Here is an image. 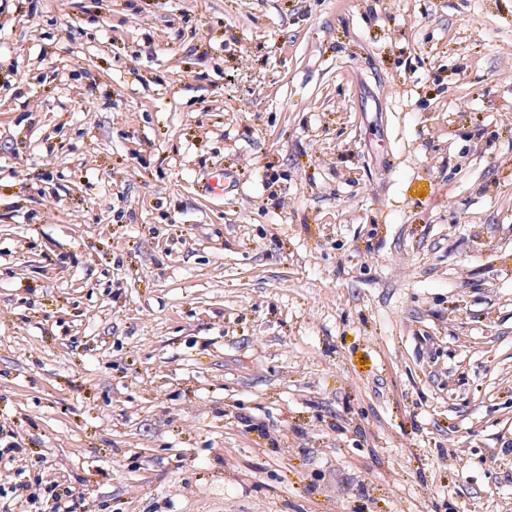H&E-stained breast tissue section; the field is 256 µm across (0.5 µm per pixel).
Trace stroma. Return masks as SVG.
Segmentation results:
<instances>
[{
    "label": "stroma",
    "instance_id": "stroma-1",
    "mask_svg": "<svg viewBox=\"0 0 512 512\" xmlns=\"http://www.w3.org/2000/svg\"><path fill=\"white\" fill-rule=\"evenodd\" d=\"M4 447L0 512H512V0H0Z\"/></svg>",
    "mask_w": 512,
    "mask_h": 512
}]
</instances>
